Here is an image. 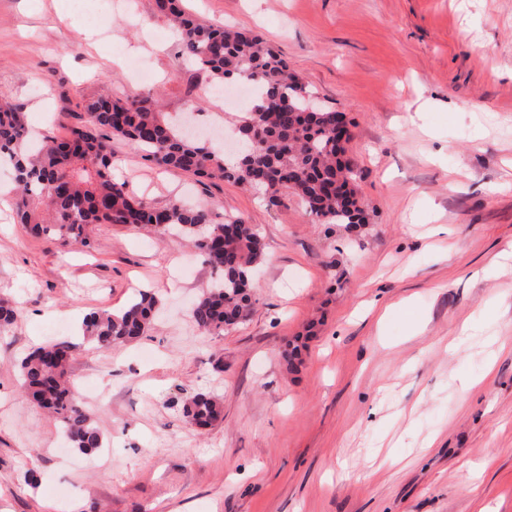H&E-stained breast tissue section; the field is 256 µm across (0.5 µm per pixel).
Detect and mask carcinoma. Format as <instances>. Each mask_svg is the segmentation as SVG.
Returning a JSON list of instances; mask_svg holds the SVG:
<instances>
[{
	"instance_id": "cac0c4a2",
	"label": "carcinoma",
	"mask_w": 512,
	"mask_h": 512,
	"mask_svg": "<svg viewBox=\"0 0 512 512\" xmlns=\"http://www.w3.org/2000/svg\"><path fill=\"white\" fill-rule=\"evenodd\" d=\"M179 2L156 0V7L178 34L182 55L218 87L230 78L257 87L239 121L254 142L236 164H226L207 142L177 130L158 112V98L105 94L83 102L84 124L62 139H41L35 149L23 113L0 102V166L14 171L19 223L60 245L71 240L88 245L94 224H134L149 233L177 228L216 274L192 309L197 328L211 334L238 325L251 311L252 271L264 253L255 245L259 233L241 217L215 224L205 206H155L130 195L125 183L112 177V140L127 142L165 169L260 186L271 207L281 206L283 191L289 190L313 224L355 227L364 222V211L345 146L333 136L336 111L314 106V92L258 35L206 24ZM157 305L155 296L145 294L119 311L91 312L83 335L110 350L144 335ZM71 362L70 345L49 341L20 359L19 376L24 391L60 424L72 447L88 454L103 447L104 437L76 398ZM182 413L190 423L209 427L223 418L224 403L198 393L186 400Z\"/></svg>"
}]
</instances>
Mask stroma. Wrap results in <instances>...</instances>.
I'll use <instances>...</instances> for the list:
<instances>
[{
  "instance_id": "1",
  "label": "stroma",
  "mask_w": 512,
  "mask_h": 512,
  "mask_svg": "<svg viewBox=\"0 0 512 512\" xmlns=\"http://www.w3.org/2000/svg\"><path fill=\"white\" fill-rule=\"evenodd\" d=\"M185 6L260 34L346 114L365 224H314L293 194L270 208L113 141L133 195L263 238L252 315L207 335L190 309L213 272L182 238L97 224L89 246H57L17 224L0 177V297L20 308L0 330V512H512V0ZM106 88L159 94L221 147L242 111L181 57L155 0H0V99L27 127L65 137ZM143 291L159 300L145 336L83 340L86 313ZM50 339L91 387L94 454L20 386L18 362ZM196 393L224 400L205 431L181 413Z\"/></svg>"
}]
</instances>
